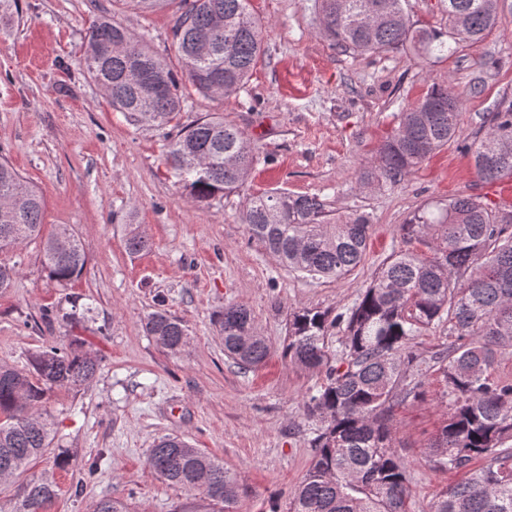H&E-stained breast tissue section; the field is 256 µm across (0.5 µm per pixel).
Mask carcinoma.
<instances>
[{
  "label": "carcinoma",
  "instance_id": "carcinoma-1",
  "mask_svg": "<svg viewBox=\"0 0 512 512\" xmlns=\"http://www.w3.org/2000/svg\"><path fill=\"white\" fill-rule=\"evenodd\" d=\"M173 26L181 74L142 39L106 16L88 30L84 63L112 109L135 125L163 128L182 110L186 94L216 99L240 90L264 53L265 26L249 0H181ZM443 31L416 30L403 0H320L319 23L343 51L386 53L410 48L440 55L448 42L478 45L495 25L498 0H446ZM462 100L451 84L432 83L397 126L374 165L359 173L364 188L395 187L460 131ZM488 183L512 177V103L498 106L485 136L465 146ZM167 159L186 197L207 204L246 183L257 157L244 133L210 114L184 126ZM42 194L0 161V252L41 240L43 266L60 285L81 277L87 258L65 226L42 234ZM251 239L284 269L311 279H340L363 261L372 220L367 213L335 215L316 195L272 190L249 199L242 213ZM427 251L399 250L377 269L354 304L335 315L303 307L289 321L285 355L305 370L325 373L306 396L307 417L321 423L313 456L285 506L271 512H406L408 463L395 445V406L425 397L422 377L435 369L451 397L447 418L427 453L441 468L465 471L429 512H512V382L491 368L512 351V208L492 209L480 198L457 196L425 206L399 227ZM129 253L150 249L127 225ZM448 324V347L424 357L413 337ZM224 354L239 368L262 364L270 344L243 305L218 319ZM146 332L171 354L189 343L188 329L164 310L148 316ZM343 329L340 349L332 331ZM30 368L0 365V480L23 475L50 450L51 426L41 410L55 389L74 390L96 376L100 358L85 342L54 341L30 356ZM153 473L185 493L174 512H232L240 496L224 463L176 436L149 450ZM57 495L50 477L28 481L12 512H46ZM90 512H130L119 498L100 499Z\"/></svg>",
  "mask_w": 512,
  "mask_h": 512
}]
</instances>
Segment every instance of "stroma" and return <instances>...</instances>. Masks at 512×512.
Listing matches in <instances>:
<instances>
[{"mask_svg": "<svg viewBox=\"0 0 512 512\" xmlns=\"http://www.w3.org/2000/svg\"><path fill=\"white\" fill-rule=\"evenodd\" d=\"M251 7L267 32L250 81L221 101L191 94L179 124L221 114L244 132L258 161L238 192L201 206L186 199L166 161L175 128L132 125L83 64L87 30L107 15L177 65L176 0L155 13L117 0H19L14 19L0 23V159L42 192L46 230L67 226L87 258L82 276L63 287L48 278L36 244L0 252L18 268L0 290V364L28 368L50 337L62 344L80 337L101 358L91 383L54 391L43 406L51 449L29 474L56 479L47 512H89L110 497L132 512H174L183 492L147 464L154 440L166 434L223 460L244 491L236 512L285 503L312 458L316 425L304 398L324 380L282 355L292 311L351 307L392 251L418 249L399 226L427 203L473 195L493 209L512 205V178L484 182L465 149L484 137V117L512 102V0H500L497 23L478 46L429 59L337 49L318 33L315 0H251ZM445 81L463 99L459 139L400 186L360 189L359 171L375 162L396 113ZM274 188L319 195L339 215L369 213L363 264L331 282L278 266L241 221L249 198ZM130 224L151 239L149 253L127 252ZM229 304L250 309L271 344L257 369L241 370L224 354L215 319ZM75 307L90 310L79 325L44 319L45 310ZM158 309L188 328L180 354L146 333ZM424 382V401L393 411L396 446L409 466L408 512H428L456 478L425 454L446 404L441 377L430 371Z\"/></svg>", "mask_w": 512, "mask_h": 512, "instance_id": "1", "label": "stroma"}]
</instances>
